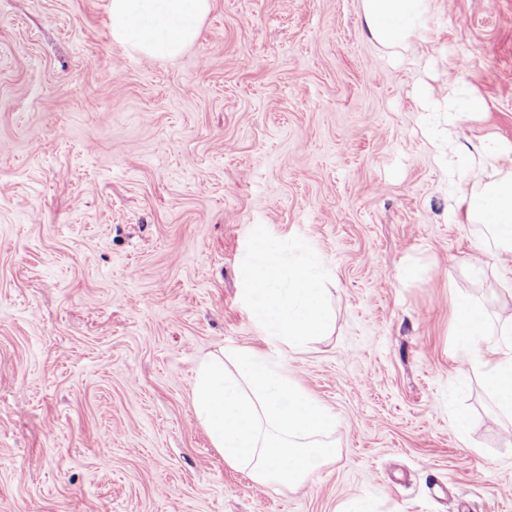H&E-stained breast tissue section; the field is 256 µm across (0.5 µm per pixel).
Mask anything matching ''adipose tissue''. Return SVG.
Instances as JSON below:
<instances>
[{
  "instance_id": "1",
  "label": "adipose tissue",
  "mask_w": 512,
  "mask_h": 512,
  "mask_svg": "<svg viewBox=\"0 0 512 512\" xmlns=\"http://www.w3.org/2000/svg\"><path fill=\"white\" fill-rule=\"evenodd\" d=\"M211 7L212 0H109L112 36L144 59H173L196 40ZM360 7L372 39L391 57L431 31L433 0H360ZM460 92L452 83L444 94L428 100V141L441 162L449 199L465 204L468 223L492 225L501 245L508 247L512 166H505L504 159L512 155V143L492 142L477 152L453 147L449 131L462 114L486 109L483 96L474 90L467 93V109H459ZM291 249V244L254 232L247 246L242 296L266 340L300 350L328 332L330 315L320 276L301 261L287 260ZM454 344L462 363L482 373L494 420L512 424V321L489 334L482 308L458 297Z\"/></svg>"
}]
</instances>
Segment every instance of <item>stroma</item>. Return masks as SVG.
<instances>
[{
  "instance_id": "1",
  "label": "stroma",
  "mask_w": 512,
  "mask_h": 512,
  "mask_svg": "<svg viewBox=\"0 0 512 512\" xmlns=\"http://www.w3.org/2000/svg\"><path fill=\"white\" fill-rule=\"evenodd\" d=\"M108 4L0 0V512H512V443L453 341L457 294L512 320V252L449 217L420 112L453 77L487 103L455 139L512 142V0H436L399 67L359 0H213L147 62ZM259 226L325 277L303 351L241 297ZM230 344L335 414L304 484L254 482L196 421L194 369Z\"/></svg>"
}]
</instances>
